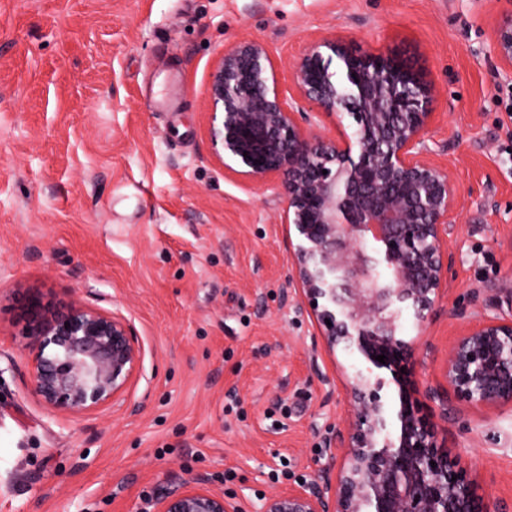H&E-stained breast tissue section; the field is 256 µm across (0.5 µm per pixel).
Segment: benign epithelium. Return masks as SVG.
I'll return each instance as SVG.
<instances>
[{"mask_svg":"<svg viewBox=\"0 0 512 512\" xmlns=\"http://www.w3.org/2000/svg\"><path fill=\"white\" fill-rule=\"evenodd\" d=\"M498 65L512 72V0H496ZM341 75L330 69L332 58ZM294 92L280 87L270 51L253 39L224 50L207 81L209 139L224 168L280 180L284 223L300 239L295 276L330 350L343 346L391 372L399 407L384 400L385 378L357 371L356 407L338 471L267 499L262 512H501L477 498L460 463L438 444L437 424L411 405L401 373L413 345L397 335L393 311L409 301L431 312L447 280L448 225L457 223L454 172L427 143L433 86L386 51L315 40L292 65ZM344 117L353 135L309 133L296 115ZM30 308V376L49 408L83 413L115 400L143 356L126 319L74 305ZM330 323H325V320ZM70 327H65V324ZM512 316L470 324L448 346L443 392L431 391L447 420L456 410L512 401ZM386 356L385 363L375 360ZM154 512H237L224 493L188 483L152 503Z\"/></svg>","mask_w":512,"mask_h":512,"instance_id":"obj_1","label":"benign epithelium"}]
</instances>
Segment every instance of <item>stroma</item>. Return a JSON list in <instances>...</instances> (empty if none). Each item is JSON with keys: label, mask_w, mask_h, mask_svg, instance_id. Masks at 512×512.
I'll return each instance as SVG.
<instances>
[{"label": "stroma", "mask_w": 512, "mask_h": 512, "mask_svg": "<svg viewBox=\"0 0 512 512\" xmlns=\"http://www.w3.org/2000/svg\"><path fill=\"white\" fill-rule=\"evenodd\" d=\"M489 0H0V512H148L198 479L260 512L340 465L347 377L299 290L279 181L216 159L208 73L269 47L281 87L311 41L391 51L434 85L429 145L462 205L433 311L397 307L407 371L476 494L512 512V402L449 412L448 346L512 315V72ZM120 312L143 349L116 404L47 408L28 297Z\"/></svg>", "instance_id": "obj_1"}]
</instances>
